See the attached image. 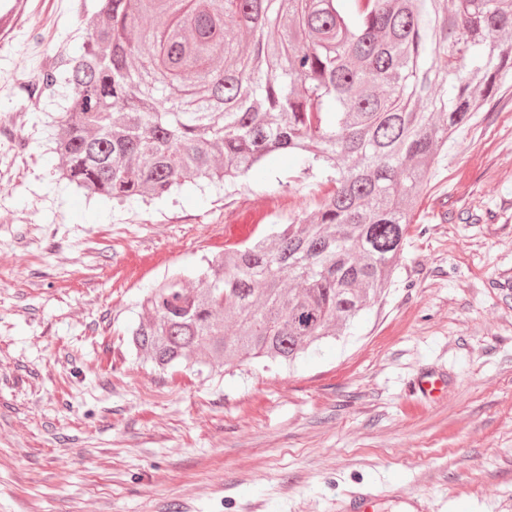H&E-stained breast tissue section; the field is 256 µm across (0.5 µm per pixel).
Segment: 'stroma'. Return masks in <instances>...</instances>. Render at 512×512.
<instances>
[{
  "mask_svg": "<svg viewBox=\"0 0 512 512\" xmlns=\"http://www.w3.org/2000/svg\"><path fill=\"white\" fill-rule=\"evenodd\" d=\"M0 45V512H512V82L433 162L381 303L293 364L165 375L126 344L137 303L327 191L269 158L230 192L117 205L58 181L41 73L86 30L34 0ZM161 255L132 273L131 255ZM444 377L434 398L416 390Z\"/></svg>",
  "mask_w": 512,
  "mask_h": 512,
  "instance_id": "35a3bbf8",
  "label": "stroma"
}]
</instances>
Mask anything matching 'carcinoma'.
<instances>
[{"label":"carcinoma","instance_id":"obj_1","mask_svg":"<svg viewBox=\"0 0 512 512\" xmlns=\"http://www.w3.org/2000/svg\"><path fill=\"white\" fill-rule=\"evenodd\" d=\"M509 80L512 0H100L39 89L60 177L91 195L228 191L280 151L332 184L311 215L145 291L130 348L201 375L291 364L374 303L431 163Z\"/></svg>","mask_w":512,"mask_h":512}]
</instances>
